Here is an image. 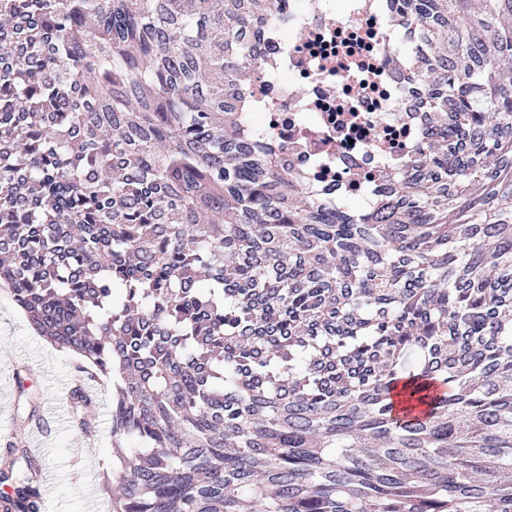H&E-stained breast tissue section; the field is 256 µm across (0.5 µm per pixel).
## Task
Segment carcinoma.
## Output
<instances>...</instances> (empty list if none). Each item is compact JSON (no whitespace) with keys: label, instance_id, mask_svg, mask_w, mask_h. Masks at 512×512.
Here are the masks:
<instances>
[{"label":"carcinoma","instance_id":"1","mask_svg":"<svg viewBox=\"0 0 512 512\" xmlns=\"http://www.w3.org/2000/svg\"><path fill=\"white\" fill-rule=\"evenodd\" d=\"M277 2L0 0V286L115 381L112 512H512V0H400L424 140L334 212L242 134Z\"/></svg>","mask_w":512,"mask_h":512}]
</instances>
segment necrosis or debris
<instances>
[{
  "label": "necrosis or debris",
  "mask_w": 512,
  "mask_h": 512,
  "mask_svg": "<svg viewBox=\"0 0 512 512\" xmlns=\"http://www.w3.org/2000/svg\"><path fill=\"white\" fill-rule=\"evenodd\" d=\"M399 0H281L259 29L248 129L317 202L387 194L427 125Z\"/></svg>",
  "instance_id": "4bbe7bcc"
}]
</instances>
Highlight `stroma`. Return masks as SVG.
Here are the masks:
<instances>
[{"label": "stroma", "instance_id": "35a3bbf8", "mask_svg": "<svg viewBox=\"0 0 512 512\" xmlns=\"http://www.w3.org/2000/svg\"><path fill=\"white\" fill-rule=\"evenodd\" d=\"M0 347L19 357L26 369L20 375L21 388L11 389L0 399V427L13 429L15 422L33 416L43 431V471L48 478L51 512H109L103 490L105 477L117 469L112 456L111 417L94 407V451L80 467L71 464L73 450L84 440L76 410L68 402L65 388L78 375L76 357L53 349L30 328L23 312L10 295L0 292ZM36 398L35 413H28L19 398L20 390Z\"/></svg>", "mask_w": 512, "mask_h": 512}]
</instances>
